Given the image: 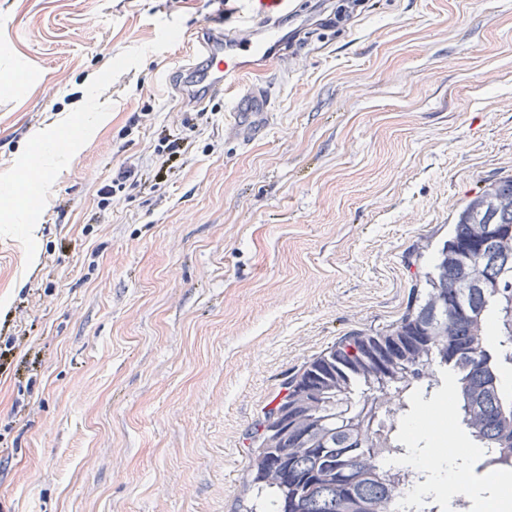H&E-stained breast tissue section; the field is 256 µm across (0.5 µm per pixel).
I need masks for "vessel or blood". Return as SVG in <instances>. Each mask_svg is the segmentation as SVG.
Wrapping results in <instances>:
<instances>
[{
    "label": "vessel or blood",
    "mask_w": 512,
    "mask_h": 512,
    "mask_svg": "<svg viewBox=\"0 0 512 512\" xmlns=\"http://www.w3.org/2000/svg\"><path fill=\"white\" fill-rule=\"evenodd\" d=\"M236 20L220 28L205 24L191 37V57L180 70L178 86L186 106H201L226 98L225 121L228 126L258 127L270 106V98L261 82H243L247 64L258 72L275 70L286 55L281 34L284 19L295 18L298 0H238ZM258 31L259 40H239L240 29Z\"/></svg>",
    "instance_id": "1"
}]
</instances>
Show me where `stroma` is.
I'll return each instance as SVG.
<instances>
[{"mask_svg":"<svg viewBox=\"0 0 512 512\" xmlns=\"http://www.w3.org/2000/svg\"><path fill=\"white\" fill-rule=\"evenodd\" d=\"M302 2L256 135L174 90L233 0H0V512H267L253 432L285 378L399 320L512 175V0H365L346 31L345 0ZM166 138L189 149L157 180Z\"/></svg>","mask_w":512,"mask_h":512,"instance_id":"35a3bbf8","label":"stroma"}]
</instances>
